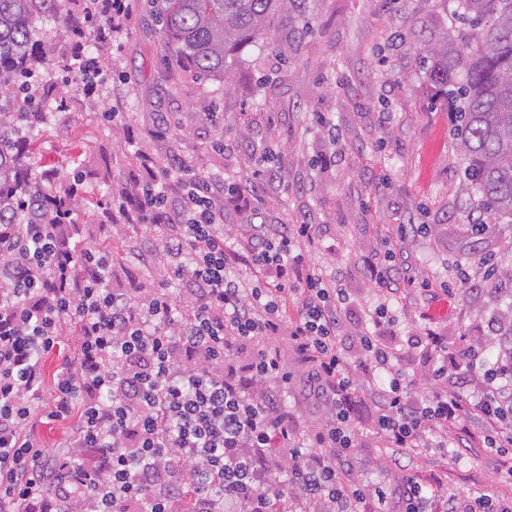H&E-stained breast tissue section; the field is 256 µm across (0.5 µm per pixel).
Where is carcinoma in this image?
<instances>
[{"label": "carcinoma", "mask_w": 512, "mask_h": 512, "mask_svg": "<svg viewBox=\"0 0 512 512\" xmlns=\"http://www.w3.org/2000/svg\"><path fill=\"white\" fill-rule=\"evenodd\" d=\"M157 21L166 49L187 59L203 76L222 77L228 58L258 39L284 0H161ZM71 0H0V224H42L41 174L25 162L19 130L33 123L29 111H53V84L44 72L66 58ZM472 25L462 45L443 41L419 48L428 81L453 106L457 147L465 165L460 192L480 195L472 223L478 234L512 220V0H462ZM56 36L33 39L36 22ZM36 101L33 109L19 101ZM490 344L512 359L508 332Z\"/></svg>", "instance_id": "obj_1"}]
</instances>
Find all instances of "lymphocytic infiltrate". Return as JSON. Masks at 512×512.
<instances>
[{"label": "lymphocytic infiltrate", "mask_w": 512, "mask_h": 512, "mask_svg": "<svg viewBox=\"0 0 512 512\" xmlns=\"http://www.w3.org/2000/svg\"><path fill=\"white\" fill-rule=\"evenodd\" d=\"M141 186L112 206L113 221L155 243L159 284L112 285L109 253L76 245L72 209L48 180L47 224H0V512H278V461L288 482L324 512H433L434 493L406 476L391 490L343 478L337 461L362 443L358 423L389 447L430 448L468 416L486 423L488 452L512 445V424L492 376L475 401L466 377L431 372L414 396L383 336L385 305L365 313L359 362L339 346L346 292L305 260L313 224L250 221L224 228L226 181L158 174L138 156ZM74 329V356L44 406L42 360ZM307 364L294 378L280 340ZM322 407L302 425L283 401L292 385ZM70 421L48 448L30 432Z\"/></svg>", "instance_id": "lymphocytic-infiltrate-1"}]
</instances>
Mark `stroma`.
Returning a JSON list of instances; mask_svg holds the SVG:
<instances>
[{"label":"stroma","instance_id":"35a3bbf8","mask_svg":"<svg viewBox=\"0 0 512 512\" xmlns=\"http://www.w3.org/2000/svg\"><path fill=\"white\" fill-rule=\"evenodd\" d=\"M459 13L458 0H311L305 13L287 4L219 81L164 51L147 0H133L118 45L95 46L105 82L89 88L54 69L60 108L24 132L25 161L82 184L73 212L79 239L111 240L120 288L154 278L153 268H126L142 237L101 215L141 180L138 152L244 188L255 172L274 177L256 205L268 222L319 226L306 258L351 290L344 343H352L365 306L384 301L394 321L386 341L413 391H430L425 374L441 359L409 350L406 340L432 328L447 336L449 356L470 379L464 397L488 370L512 393V371L486 350L512 313V224L473 234L449 108L435 99L416 60L429 37L460 39ZM209 112L215 122L206 121ZM161 115L171 126L157 138L151 130ZM130 124L140 130L133 147ZM377 248L390 251L399 269L384 291L363 275ZM467 342L484 349L473 366L458 355ZM464 427L473 442L464 454L411 448L397 456L382 445L358 449L345 471L386 488L405 465L440 500L451 491L464 500L483 493L512 498V449L486 454L482 421L470 417Z\"/></svg>","mask_w":512,"mask_h":512}]
</instances>
